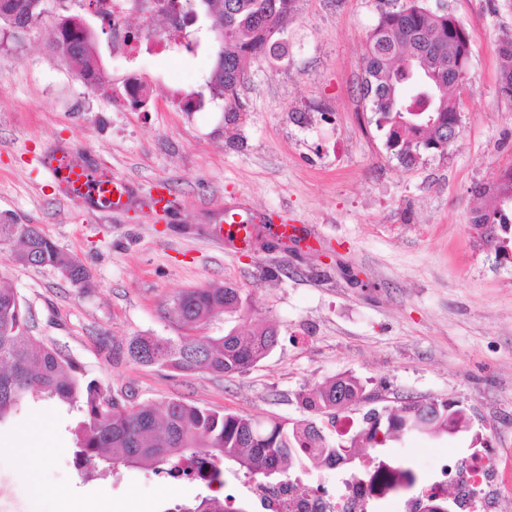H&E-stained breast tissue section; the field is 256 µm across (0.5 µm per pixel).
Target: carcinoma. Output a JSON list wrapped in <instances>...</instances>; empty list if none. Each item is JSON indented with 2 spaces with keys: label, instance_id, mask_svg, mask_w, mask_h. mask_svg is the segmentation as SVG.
I'll list each match as a JSON object with an SVG mask.
<instances>
[{
  "label": "carcinoma",
  "instance_id": "cac0c4a2",
  "mask_svg": "<svg viewBox=\"0 0 512 512\" xmlns=\"http://www.w3.org/2000/svg\"><path fill=\"white\" fill-rule=\"evenodd\" d=\"M13 12L28 27L43 18V0H10ZM206 13L222 23L224 42L214 45L215 63L210 85L224 99V111L234 117L242 110L238 88L248 64L269 47L295 0H198ZM463 28L452 26L451 16L429 10L423 0H403L400 7L384 11L365 41L362 94L371 104L377 128L385 131L386 144L404 162L412 153L436 152L444 146L448 124L456 121L458 84L448 76V63L457 62L464 43ZM82 45L78 22L58 24L53 48L66 55ZM415 57L418 70L429 73L433 120L411 115L408 107L417 95L405 79L402 62ZM502 83L512 87V40L500 47ZM503 209L482 212L472 228L487 247L512 252V222ZM12 249L6 260L18 266L51 267L78 288H92L87 268L63 252L34 224H0V246ZM243 312L251 306L241 288L209 286L179 294L174 312L187 332L176 338L133 336L109 349L112 359L129 358L182 374L241 373L263 361L277 342L274 327L256 323L247 330L233 326L222 336H200L198 331L223 310ZM72 362L60 351L31 334L29 315L17 292L0 288V424L13 419L30 399L53 398L75 408L82 418L74 427L76 459L99 458L104 476L120 465L153 463L172 478L188 477L208 469L207 487L224 486L225 476H261L280 485L294 472L311 467L357 468L354 448H383L395 434L415 430L427 422L428 433L443 435L465 428L462 412L446 401L401 404L377 420L365 423L350 442L328 437L312 419L288 422L261 419L252 414L217 412L173 399L163 414L153 405L133 397L110 396L95 382L71 375ZM364 392L354 377L342 376L319 386L305 406L318 413H336V404L354 402ZM231 495L202 496L195 502L176 503L165 512H241Z\"/></svg>",
  "mask_w": 512,
  "mask_h": 512
}]
</instances>
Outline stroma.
Returning <instances> with one entry per match:
<instances>
[{
	"mask_svg": "<svg viewBox=\"0 0 512 512\" xmlns=\"http://www.w3.org/2000/svg\"><path fill=\"white\" fill-rule=\"evenodd\" d=\"M401 2L296 0L273 54L249 65L235 120L210 90L212 54L175 50L139 62L181 74V94L200 111L116 112L52 50L57 0L22 36L0 27V221L37 225L95 282L84 290L54 269L0 258V286L21 296L33 335L79 375L159 408L180 399L261 418L312 416L338 439L369 410L448 401L464 411L466 430L387 449L385 462L408 464L418 484L371 512L418 495L438 478L436 463L487 447L502 474L489 496L512 512V259L470 225L495 203L476 187L512 167V96L501 90L499 56L512 39V0H425L463 26L470 57L459 139L410 166L388 148L361 93L366 36ZM58 149L128 183V205L98 213L68 199L37 165ZM159 179L174 201L166 213L151 201ZM228 208L307 225L309 237L227 248L214 229ZM211 285L243 288L249 319L276 326L278 344L257 366L182 376L107 359L114 341L182 335L174 298ZM344 375L362 383L367 403L333 418L304 407L313 388ZM79 417L42 398L0 428V512H165L207 495L204 484L147 465L88 477L73 455Z\"/></svg>",
	"mask_w": 512,
	"mask_h": 512,
	"instance_id": "1",
	"label": "stroma"
}]
</instances>
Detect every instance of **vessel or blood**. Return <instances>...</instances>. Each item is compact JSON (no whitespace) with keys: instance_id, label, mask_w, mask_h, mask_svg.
I'll use <instances>...</instances> for the list:
<instances>
[{"instance_id":"obj_1","label":"vessel or blood","mask_w":512,"mask_h":512,"mask_svg":"<svg viewBox=\"0 0 512 512\" xmlns=\"http://www.w3.org/2000/svg\"><path fill=\"white\" fill-rule=\"evenodd\" d=\"M38 165L51 179L58 181L69 197L77 204L94 211H114L124 206L126 187L122 181L102 175L81 164L66 151H54L42 155ZM261 215L251 216L249 222L234 221L219 226V239L230 243L234 248L250 247L253 226L261 222Z\"/></svg>"}]
</instances>
